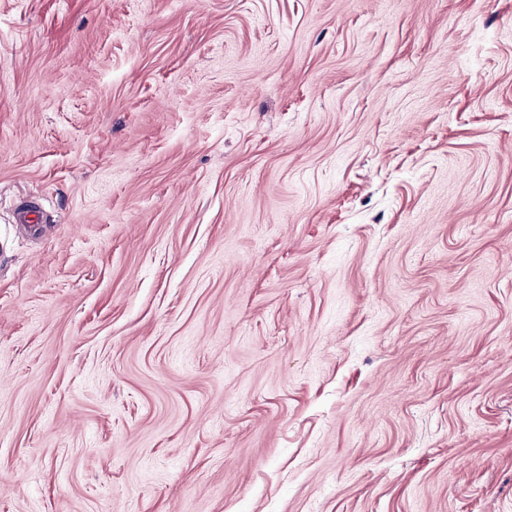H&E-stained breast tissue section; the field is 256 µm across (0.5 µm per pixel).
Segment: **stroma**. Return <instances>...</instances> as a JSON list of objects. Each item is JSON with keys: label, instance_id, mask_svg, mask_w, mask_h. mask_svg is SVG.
<instances>
[{"label": "stroma", "instance_id": "35a3bbf8", "mask_svg": "<svg viewBox=\"0 0 512 512\" xmlns=\"http://www.w3.org/2000/svg\"><path fill=\"white\" fill-rule=\"evenodd\" d=\"M0 512H512V0H0Z\"/></svg>", "mask_w": 512, "mask_h": 512}]
</instances>
